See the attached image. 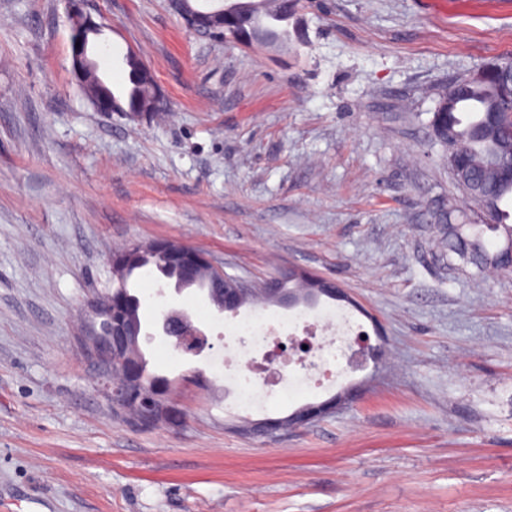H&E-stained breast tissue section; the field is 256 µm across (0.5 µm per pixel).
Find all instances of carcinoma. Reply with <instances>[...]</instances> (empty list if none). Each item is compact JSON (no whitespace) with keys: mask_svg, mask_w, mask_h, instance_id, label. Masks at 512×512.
Masks as SVG:
<instances>
[{"mask_svg":"<svg viewBox=\"0 0 512 512\" xmlns=\"http://www.w3.org/2000/svg\"><path fill=\"white\" fill-rule=\"evenodd\" d=\"M299 0H267L265 8L254 13L248 21L252 28L265 31L281 40H289L288 30H277L273 22L298 9ZM481 77L468 74L451 82L439 97L432 112L431 125H448L454 134L451 163L465 168L472 175L470 184L459 185L468 203L479 209L486 217L483 224H451L448 226V262L459 261V266L475 268L478 277L486 270H509L512 257L503 249L491 252L483 236L485 232H499L512 240V224L507 220L512 215L504 212V202L512 198V179L499 175L502 170L512 168V139L503 133L512 129V110L499 112L495 109L498 100L512 96V58L489 62L479 69ZM81 88L89 96L106 94L112 89L98 82L97 69L90 66L83 71ZM150 88L142 79L131 85L125 110L134 111L148 102ZM466 101L480 103L482 112L468 122L459 115L460 106ZM112 317L141 324V302L131 293L129 280L147 267H153L163 276L175 280L180 288L198 287L207 290L210 302L223 297L213 285L207 265L193 249L182 243L159 239L151 250H140L127 245L112 251ZM286 287L293 289L300 304L308 305L307 296L311 284L302 276L288 278ZM129 364L121 375L135 374L133 386L144 385L158 395L167 393L172 385L169 378L148 371V362L143 353L135 349L127 357Z\"/></svg>","mask_w":512,"mask_h":512,"instance_id":"cac0c4a2","label":"carcinoma"}]
</instances>
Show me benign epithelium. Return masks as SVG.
I'll return each instance as SVG.
<instances>
[{"mask_svg":"<svg viewBox=\"0 0 512 512\" xmlns=\"http://www.w3.org/2000/svg\"><path fill=\"white\" fill-rule=\"evenodd\" d=\"M184 0H170V7L177 10L183 24L200 34L211 37H222V33L213 30L215 23L230 19L238 24L246 21L249 16L262 6L263 0H230V6H220L211 12L197 9L183 10ZM72 67L79 74L85 69L89 60L91 37L88 31L100 30L105 24L96 22L86 12L78 10L72 13ZM207 264L216 270L224 279V305L217 307L220 313L238 312L241 297L252 285L244 280L229 276L212 260ZM279 278H271L261 284L277 304L284 308L296 305L293 294L283 288L275 287ZM318 287L313 289V298L321 296L333 297L338 301H349L345 290L332 287V281L323 277L317 279ZM111 298L94 295L84 304L78 317L75 340L88 364L95 370L98 378L97 392L107 402L114 413L124 415L144 429H155L160 426L176 428L181 418L175 415L178 402L173 397H157L149 392L135 393L127 383L116 379V370L123 363V354L129 346H139L141 328L112 321ZM159 335L172 340L176 349L180 350L186 343L195 344L191 354H200L206 345L205 332L195 326L191 318L179 309L172 308L165 313L156 326ZM359 393V386L351 384L337 393L333 398L320 403H308L294 409L282 418H266L249 422L241 428L246 435H265L272 437L280 431L300 428L323 419L341 407L352 402Z\"/></svg>","mask_w":512,"mask_h":512,"instance_id":"1","label":"benign epithelium"}]
</instances>
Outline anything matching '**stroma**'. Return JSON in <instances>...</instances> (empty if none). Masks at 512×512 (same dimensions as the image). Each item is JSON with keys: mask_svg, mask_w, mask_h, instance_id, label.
Here are the masks:
<instances>
[{"mask_svg": "<svg viewBox=\"0 0 512 512\" xmlns=\"http://www.w3.org/2000/svg\"><path fill=\"white\" fill-rule=\"evenodd\" d=\"M304 38L215 42L168 0H88L91 52L116 96L135 51L160 123L99 112L72 69L66 0H0V512H512V273L449 265L440 216L467 204L429 127L442 87L512 56V0H301ZM189 244L258 283L293 268L351 303L268 306L271 324L348 320L380 365L227 396L267 349L222 335L205 291L147 269L149 372L172 380L177 430L113 415L73 344L113 249ZM184 310L197 356L154 335ZM200 383H189L194 373ZM358 382L356 401L275 437L239 432Z\"/></svg>", "mask_w": 512, "mask_h": 512, "instance_id": "obj_1", "label": "stroma"}]
</instances>
